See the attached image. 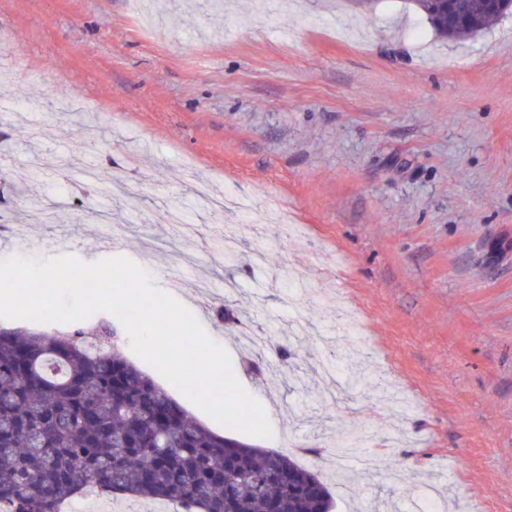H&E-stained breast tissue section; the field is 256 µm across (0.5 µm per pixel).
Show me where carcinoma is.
<instances>
[{"label":"carcinoma","mask_w":512,"mask_h":512,"mask_svg":"<svg viewBox=\"0 0 512 512\" xmlns=\"http://www.w3.org/2000/svg\"><path fill=\"white\" fill-rule=\"evenodd\" d=\"M439 37L465 40L500 12L472 5L468 28L434 0H406ZM121 336L0 331V512H65L96 493L167 501L177 512H331L314 472L224 437L129 362Z\"/></svg>","instance_id":"cac0c4a2"}]
</instances>
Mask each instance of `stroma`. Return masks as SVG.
Masks as SVG:
<instances>
[{
  "label": "stroma",
  "instance_id": "obj_1",
  "mask_svg": "<svg viewBox=\"0 0 512 512\" xmlns=\"http://www.w3.org/2000/svg\"><path fill=\"white\" fill-rule=\"evenodd\" d=\"M198 3L0 0L25 76L0 82V209L53 216L7 237L152 274L274 435L210 429L316 472L333 512H407L431 483L448 512H512V12L459 42L404 0ZM87 168L125 169L137 205ZM349 421L370 466L336 456Z\"/></svg>",
  "mask_w": 512,
  "mask_h": 512
}]
</instances>
